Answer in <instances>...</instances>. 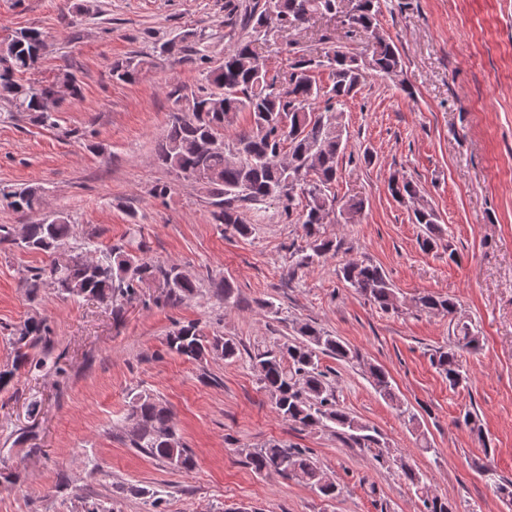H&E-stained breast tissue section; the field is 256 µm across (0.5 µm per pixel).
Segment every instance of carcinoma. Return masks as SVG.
<instances>
[{"label": "carcinoma", "mask_w": 512, "mask_h": 512, "mask_svg": "<svg viewBox=\"0 0 512 512\" xmlns=\"http://www.w3.org/2000/svg\"><path fill=\"white\" fill-rule=\"evenodd\" d=\"M380 0H265L263 9L249 13L252 23L248 38L224 52V59L205 72L204 85L188 94L172 91L178 111L173 113L158 146V162L176 173L193 178L212 197L214 219L235 232L246 235L251 228L239 214V204L277 200L286 215H292L294 193L305 198L299 222L310 239L308 249L300 250L295 259L299 267L313 263L338 248L336 241L323 235V225L336 222V217L355 218L365 208V199L350 196L340 201L331 194L338 176V158L347 149V132L342 106L353 97L368 72L394 79L402 72L398 48L379 30ZM339 16L345 35H364L371 46L370 62L337 43L323 51L322 58L300 48L286 71L269 74L267 65L256 50L255 42L271 33V25L299 28L311 18ZM45 35L37 28H24L0 42V98L15 112H29L40 121L52 114L42 109V100L57 85L67 87L69 97L77 99L82 87L69 69L59 71L55 80L22 83L19 77L38 69L45 48ZM149 61L127 58L112 64V76L133 81ZM328 72V83L322 85L315 73ZM237 112H248L252 131L224 142V125ZM390 194L412 205L413 222L422 225L421 246L431 250L437 246L441 224L437 211L422 198L416 182L401 175L389 183ZM10 206L22 213L34 212L42 206L40 189L29 186L7 195ZM76 237V225L58 214L23 226V236L16 239L6 230L0 242L19 248L52 253L60 245ZM341 278L360 295L380 309H398L394 285L383 269L371 262H356L339 270ZM55 284L56 290L68 297H89L112 306L120 316L122 305L137 296L140 289L152 284L165 290L162 303L176 308L193 296L196 285L181 268L144 260L131 247L115 245L97 257L79 253L65 265L52 261L45 269L23 281V287L34 295L43 280ZM417 307L425 312L450 317L453 341L448 348H438L431 362L457 388L467 383L462 353L475 351L480 336L471 323L458 316L453 300L430 293L416 298ZM49 334L42 319L25 322L18 335L12 337L14 364L0 370V390L13 379L15 369L30 363L29 350ZM299 339L279 351L263 350L251 360L260 373L262 388L274 399L279 416L304 427L322 426L336 432L347 444L374 452L377 461L384 459L375 429L341 408L335 390L320 368V355L332 354L352 362L359 354L336 336L303 324ZM168 350L189 360L208 355L232 360L239 356V344L231 337L208 336L197 324H175L166 337ZM376 391L391 401L396 399L388 373L380 366L369 367ZM417 432L419 449L432 450L419 416L410 409L400 410ZM125 422L132 447L159 460L165 466L190 472L195 458L176 432L170 409L148 393L136 395L129 405ZM248 465L258 474H276L301 483L319 496L336 497L338 488L323 474L304 448L269 442L247 454ZM400 471L422 504L421 512H455L449 503L431 491L427 477L411 464L400 461Z\"/></svg>", "instance_id": "cac0c4a2"}]
</instances>
